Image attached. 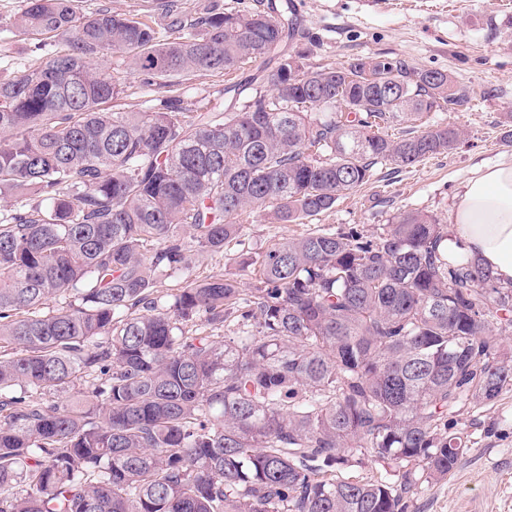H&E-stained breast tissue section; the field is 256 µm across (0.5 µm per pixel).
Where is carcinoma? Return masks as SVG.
<instances>
[{"label":"carcinoma","mask_w":512,"mask_h":512,"mask_svg":"<svg viewBox=\"0 0 512 512\" xmlns=\"http://www.w3.org/2000/svg\"><path fill=\"white\" fill-rule=\"evenodd\" d=\"M158 8L164 36L74 0L14 18L66 49L0 79V512H408L468 448L454 414L512 389V284L418 212L274 242L248 283L194 268L246 244L245 215L301 224L455 149L457 128L380 129L465 91L387 55L307 68L284 14ZM110 52L164 90L150 111L102 108ZM271 58L239 108L177 93ZM366 459L397 480L337 476Z\"/></svg>","instance_id":"obj_1"}]
</instances>
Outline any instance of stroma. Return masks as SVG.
Instances as JSON below:
<instances>
[{
  "instance_id": "1",
  "label": "stroma",
  "mask_w": 512,
  "mask_h": 512,
  "mask_svg": "<svg viewBox=\"0 0 512 512\" xmlns=\"http://www.w3.org/2000/svg\"><path fill=\"white\" fill-rule=\"evenodd\" d=\"M184 13L197 17L219 5L226 10H275L291 4L296 37L287 50L308 52V66H336L348 60L386 54L418 69L451 73L466 101L447 112L388 126L397 137L431 124L458 127L464 135L451 152L413 166H376L369 183L340 198L335 206L303 224H273L262 216L247 221L245 249L255 254L272 242L317 229L337 231L355 224L373 234L404 212H421L447 222L465 183L479 169L512 161V0H179ZM79 13L102 7L163 29L164 19L151 0H75ZM24 0H0V76L17 74L45 58L33 40L12 26ZM106 63L124 84L110 103L114 112H143L154 91L130 72L121 54ZM274 62H249L232 73L195 77L183 82L181 96L191 103L203 98L223 102L225 86L268 85ZM454 420L471 444L447 479L420 484L408 512H512V390L493 403L466 407Z\"/></svg>"
}]
</instances>
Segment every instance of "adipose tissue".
<instances>
[{"label":"adipose tissue","instance_id":"obj_1","mask_svg":"<svg viewBox=\"0 0 512 512\" xmlns=\"http://www.w3.org/2000/svg\"><path fill=\"white\" fill-rule=\"evenodd\" d=\"M444 243L451 258L479 259L501 283L512 282V162L480 171L465 186Z\"/></svg>","mask_w":512,"mask_h":512}]
</instances>
